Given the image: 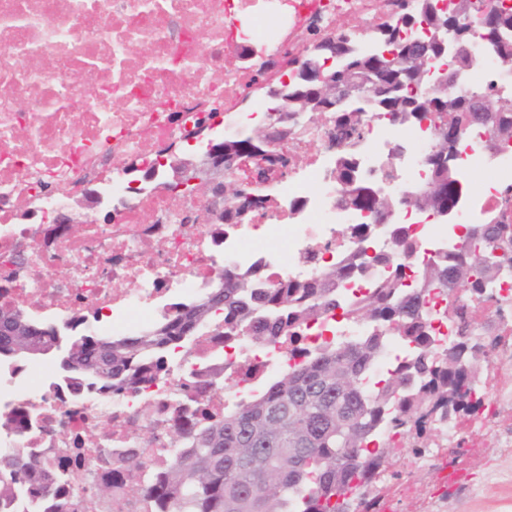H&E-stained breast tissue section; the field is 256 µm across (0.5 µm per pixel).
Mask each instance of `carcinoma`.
Masks as SVG:
<instances>
[{
	"mask_svg": "<svg viewBox=\"0 0 512 512\" xmlns=\"http://www.w3.org/2000/svg\"><path fill=\"white\" fill-rule=\"evenodd\" d=\"M409 56L440 67L442 56L432 43H415ZM425 70L411 63L401 81L385 87L356 109L324 113L340 131L346 150L334 170L336 181L360 201H372L358 185L354 157L366 116L390 110L401 120L432 123L450 117L464 131L486 126L496 140H512V105L501 103L490 91L424 96ZM479 106L477 112H457ZM269 143L262 133L224 142V151L264 155ZM457 145L436 141L427 163L429 191L413 200V208L439 215L454 207L458 183L448 177L443 162L455 156ZM402 224L393 225L392 249L380 256L366 249L345 256L321 270L314 280L251 283L224 274V287L209 290L208 306L182 305L142 336L81 335L60 360L64 377L75 391L84 388L121 394L168 371V352L198 335L224 311V335L241 333L257 346L288 337L301 361L277 376L263 380L250 397L224 403V409L206 414L190 426L183 454L165 463V475L154 482H138L145 512H346L343 501L360 499L357 512H381L375 497H359L367 488L370 468L385 461L390 444L384 433L405 432L412 447L426 448L432 433L450 421L472 417L480 410L482 388L489 374L487 341L475 345L480 322L470 302L496 278L497 260L512 267V224H476L457 237L466 242L421 262L417 283L404 284L405 261L413 254ZM376 262L391 267L370 283L367 296L346 314L368 321L372 332L347 343H327L310 352L298 345L302 327L320 320L341 302L337 282L364 272ZM461 291L448 305V320L463 333L448 350L431 346L424 306L433 290ZM32 336L0 335V359L23 349L47 353L61 348L62 337L52 328L34 324ZM397 336L408 347L406 358L384 374L372 375L381 346ZM112 466V483L141 476L145 469L136 451L121 454ZM70 478L68 463L58 455L14 448L0 454V512H9L24 499L30 512H82L109 498L112 489L93 485L83 496H62L60 486Z\"/></svg>",
	"mask_w": 512,
	"mask_h": 512,
	"instance_id": "carcinoma-1",
	"label": "carcinoma"
}]
</instances>
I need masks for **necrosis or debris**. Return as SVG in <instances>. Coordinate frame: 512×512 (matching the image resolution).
I'll return each mask as SVG.
<instances>
[{"label":"necrosis or debris","instance_id":"1","mask_svg":"<svg viewBox=\"0 0 512 512\" xmlns=\"http://www.w3.org/2000/svg\"><path fill=\"white\" fill-rule=\"evenodd\" d=\"M376 24L363 0H0V305L22 307L57 332L136 336L212 286L216 270L263 280L315 279L324 265L358 251L345 228L374 225L369 253L389 250L390 227L363 206L338 207L333 176L342 152L331 122L299 113L282 146L285 165L258 189L265 203L237 224H204L197 212L209 191L182 196L167 189L171 146L196 127L214 139L239 138L267 120L266 98L246 87L268 73L285 74L309 37L336 36L337 12ZM256 66L243 68V44ZM477 69L451 85L454 93L512 92V73L475 37ZM493 133L472 128L460 147L458 200L451 225L401 209L420 256L447 250L449 229L498 217L512 223V141L488 154ZM429 126L409 129L377 118L357 159L364 184L392 191L426 181L424 159L435 148ZM399 148L396 178L385 183L387 155ZM305 165H298V158ZM492 172L473 190L474 171ZM92 188L99 218L79 214L82 234L57 223L72 195ZM28 256L30 278L14 262ZM369 326L336 309L307 325L306 347L354 341ZM285 343L253 346L224 336L215 316L196 341L177 347L167 377L122 395L72 392L48 371L36 378L0 368V452L56 448L71 456L81 480L109 482L106 459L139 449L149 467L173 451L185 423L239 399L251 383L290 364ZM217 374L213 387L192 378ZM35 419L19 434L6 424ZM108 431H101V424Z\"/></svg>","mask_w":512,"mask_h":512}]
</instances>
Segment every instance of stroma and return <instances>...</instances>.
<instances>
[{
    "label": "stroma",
    "mask_w": 512,
    "mask_h": 512,
    "mask_svg": "<svg viewBox=\"0 0 512 512\" xmlns=\"http://www.w3.org/2000/svg\"><path fill=\"white\" fill-rule=\"evenodd\" d=\"M509 423L512 408H502L497 420L480 431V447L465 449L461 466L468 482L463 489L442 483L447 446H440L426 467L415 465L408 449H393L378 484L379 499L391 512H512V446L498 437L500 425Z\"/></svg>",
    "instance_id": "obj_1"
}]
</instances>
